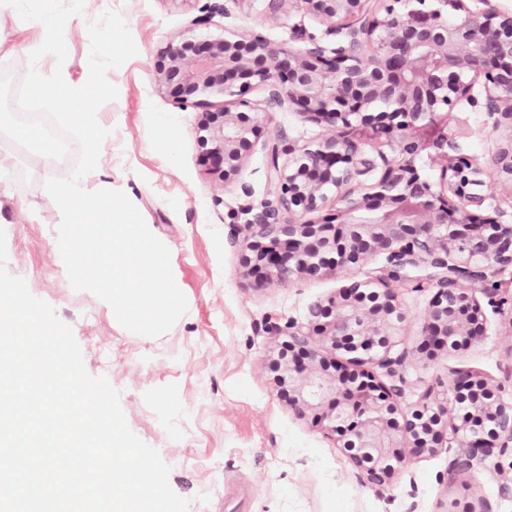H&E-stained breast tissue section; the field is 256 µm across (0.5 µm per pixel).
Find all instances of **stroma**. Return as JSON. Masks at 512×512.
Returning a JSON list of instances; mask_svg holds the SVG:
<instances>
[{
  "label": "stroma",
  "mask_w": 512,
  "mask_h": 512,
  "mask_svg": "<svg viewBox=\"0 0 512 512\" xmlns=\"http://www.w3.org/2000/svg\"><path fill=\"white\" fill-rule=\"evenodd\" d=\"M208 0H96L65 27L64 65L42 57L38 66L61 68L69 85L89 74L87 25L107 10L127 24L138 53L110 70L118 97L98 111L110 134L98 166L84 178L90 188L123 191L153 225L169 251L177 286L188 308L170 331L138 335L113 324L112 310L93 293L74 290L53 250L60 210L45 189L52 177L69 176L74 156L54 160L29 153L0 136V229L6 234V268L25 279L30 292L49 303L71 326L87 372L103 376L119 392L130 430L170 466L169 483L189 500V512H478L489 500L495 512H512V457L493 455L471 477L448 479V453L426 457L377 493L349 467L335 434L299 419L268 370L281 348L268 324L304 323L308 308L335 294L343 279L329 274L258 288L241 262L246 200L266 196L268 149L257 143L242 173L253 189L236 183L214 203V177L201 162V110L174 107L158 93L150 73L158 52L188 31L219 36L224 30L257 29L277 43L290 42L294 25L322 34L289 0L277 22L267 21L266 0H224L226 15L196 26ZM12 7L0 8V74L19 87L29 70L32 45L43 33L14 24ZM467 153L489 158L499 136L481 109L461 105ZM485 340L476 347L402 369L403 410L416 408L427 386L460 367L482 372L512 397V314L486 309Z\"/></svg>",
  "instance_id": "35a3bbf8"
}]
</instances>
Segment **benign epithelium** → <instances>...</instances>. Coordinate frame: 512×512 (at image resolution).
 <instances>
[{
	"mask_svg": "<svg viewBox=\"0 0 512 512\" xmlns=\"http://www.w3.org/2000/svg\"><path fill=\"white\" fill-rule=\"evenodd\" d=\"M297 2L339 37L335 46L301 24L294 46L254 29L182 37L159 52L152 80L178 108H204L198 141L222 182L240 175L273 113L295 108L325 128L302 143L281 129L268 148L266 198L241 207L243 266L259 287L350 272L378 256L386 266L311 304L307 323L267 327L288 337L270 365L274 380L298 417L331 423L350 467L377 489L444 449L454 450L448 475L464 477L512 452V401L482 374L455 369L405 412L400 371L417 352L480 344L477 294L490 296L489 283L512 268L501 207L512 200V14H476L465 0H387L381 14L367 0ZM253 88L260 98L247 97ZM463 101L505 132L486 161L465 153V130L450 126ZM424 157L438 178L422 172ZM423 266L436 292L413 317L395 283ZM414 321L420 343L410 348L403 336Z\"/></svg>",
	"mask_w": 512,
	"mask_h": 512,
	"instance_id": "7a95c632",
	"label": "benign epithelium"
}]
</instances>
